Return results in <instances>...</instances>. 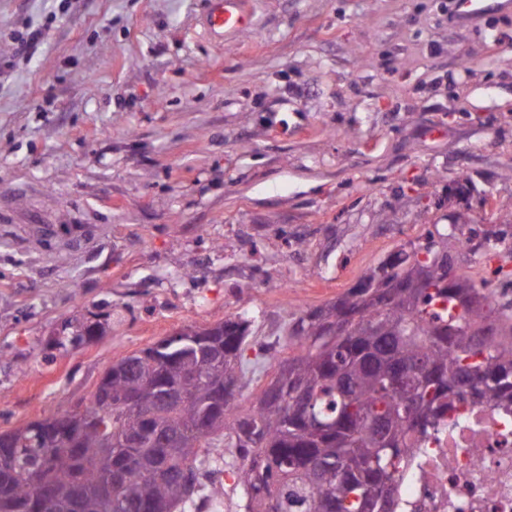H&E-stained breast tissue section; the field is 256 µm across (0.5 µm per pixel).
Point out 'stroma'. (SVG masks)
I'll use <instances>...</instances> for the list:
<instances>
[{"instance_id":"obj_1","label":"stroma","mask_w":512,"mask_h":512,"mask_svg":"<svg viewBox=\"0 0 512 512\" xmlns=\"http://www.w3.org/2000/svg\"><path fill=\"white\" fill-rule=\"evenodd\" d=\"M0 0V431L83 406L118 359L251 320L247 413L294 313L435 223L507 229L512 11L448 0ZM46 29L33 58L11 33ZM512 285V251L472 262ZM101 324L60 349L64 323ZM255 23L250 0H208L205 29L210 38L222 45L239 33L252 29ZM511 10V0H454L450 21L458 25H467L487 14Z\"/></svg>"}]
</instances>
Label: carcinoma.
I'll list each match as a JSON object with an SVG mask.
<instances>
[{
    "instance_id": "obj_1",
    "label": "carcinoma",
    "mask_w": 512,
    "mask_h": 512,
    "mask_svg": "<svg viewBox=\"0 0 512 512\" xmlns=\"http://www.w3.org/2000/svg\"><path fill=\"white\" fill-rule=\"evenodd\" d=\"M462 238L472 258L506 241L455 224L430 231L293 318L294 352L247 414L234 407L252 373L243 317L206 336L224 352V376L210 384L196 382L203 363L177 334L113 363L82 410L13 429L0 512H35L45 489L52 512H185L206 499L201 477L224 465L244 512H393L411 434L433 429L463 390L512 404V297L477 287L467 264L451 285L431 269ZM99 329L70 321L57 345ZM161 385L177 397L158 403ZM132 397L140 408L125 407ZM105 416L110 448L92 424Z\"/></svg>"
}]
</instances>
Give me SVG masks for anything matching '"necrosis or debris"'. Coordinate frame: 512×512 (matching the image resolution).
I'll use <instances>...</instances> for the list:
<instances>
[{
    "instance_id": "necrosis-or-debris-1",
    "label": "necrosis or debris",
    "mask_w": 512,
    "mask_h": 512,
    "mask_svg": "<svg viewBox=\"0 0 512 512\" xmlns=\"http://www.w3.org/2000/svg\"><path fill=\"white\" fill-rule=\"evenodd\" d=\"M396 512H512V406L463 392L438 429L413 435Z\"/></svg>"
}]
</instances>
